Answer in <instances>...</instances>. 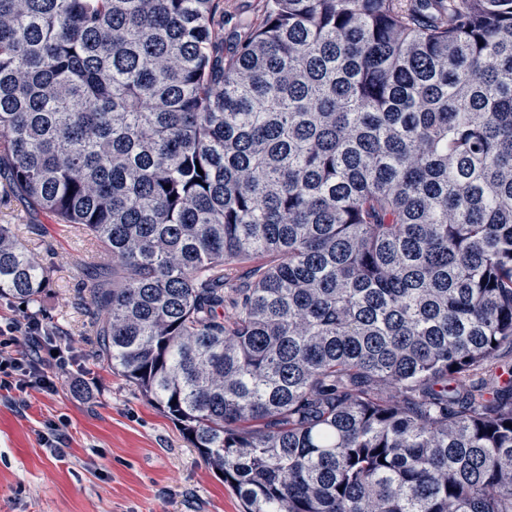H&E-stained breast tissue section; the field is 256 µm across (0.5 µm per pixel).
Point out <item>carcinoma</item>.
Returning a JSON list of instances; mask_svg holds the SVG:
<instances>
[{
  "label": "carcinoma",
  "mask_w": 512,
  "mask_h": 512,
  "mask_svg": "<svg viewBox=\"0 0 512 512\" xmlns=\"http://www.w3.org/2000/svg\"><path fill=\"white\" fill-rule=\"evenodd\" d=\"M223 10L0 0V171L100 243L94 355L245 512H512V0H266L228 58ZM50 273L0 224V298Z\"/></svg>",
  "instance_id": "1"
}]
</instances>
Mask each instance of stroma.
<instances>
[{"label": "stroma", "instance_id": "stroma-1", "mask_svg": "<svg viewBox=\"0 0 512 512\" xmlns=\"http://www.w3.org/2000/svg\"><path fill=\"white\" fill-rule=\"evenodd\" d=\"M261 9L224 0V50L232 52ZM0 224H15L27 251L52 271L34 303L0 299V320L38 318L66 337L75 362L55 393L0 398V512H242L234 490L199 458L178 424L135 385L95 359L83 264L100 250L68 224L29 211L0 176ZM67 419L69 455L42 446L47 422Z\"/></svg>", "mask_w": 512, "mask_h": 512}]
</instances>
